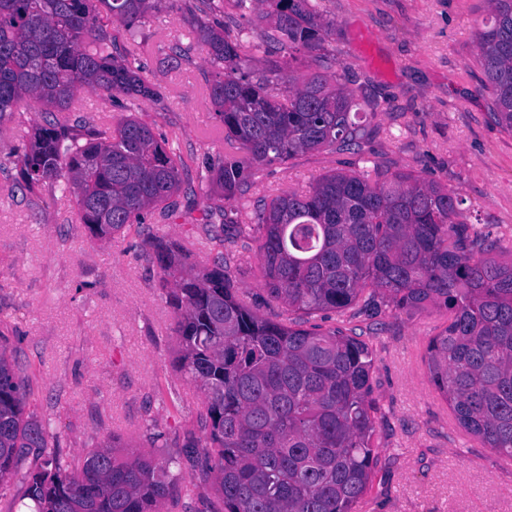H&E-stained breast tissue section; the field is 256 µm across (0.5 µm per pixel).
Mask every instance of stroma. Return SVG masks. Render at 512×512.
I'll list each match as a JSON object with an SVG mask.
<instances>
[{
    "mask_svg": "<svg viewBox=\"0 0 512 512\" xmlns=\"http://www.w3.org/2000/svg\"><path fill=\"white\" fill-rule=\"evenodd\" d=\"M340 60L338 82L360 105L368 135L360 149L307 151L259 165L232 208L252 213L268 196L306 188L331 171H411L453 189L458 222L512 251V133L490 116L474 33L488 0H322ZM144 79L158 104L81 92V114L117 123L134 115L185 161L170 224H145L106 240L72 222L71 195L21 187L14 165L23 137L46 115L24 99L0 127V335L28 379L27 412L58 437L70 459L118 441L162 459L201 433L202 394L177 371L173 314L160 271L142 241L184 240L195 269L228 258V275L254 302L262 296L258 243L210 240L194 203L209 162L224 157V125L209 98L216 71L184 23L177 0H159L138 27ZM372 343L373 395L381 445L356 512H512V462L466 434L432 385L428 342L444 317L433 307L368 318L347 310L315 316Z\"/></svg>",
    "mask_w": 512,
    "mask_h": 512,
    "instance_id": "obj_1",
    "label": "stroma"
}]
</instances>
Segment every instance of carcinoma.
<instances>
[{
	"label": "carcinoma",
	"mask_w": 512,
	"mask_h": 512,
	"mask_svg": "<svg viewBox=\"0 0 512 512\" xmlns=\"http://www.w3.org/2000/svg\"><path fill=\"white\" fill-rule=\"evenodd\" d=\"M158 0H0V123L29 98L52 119L27 133L16 164L30 186L62 179L72 190L77 223L103 240L156 212L175 215L172 196L185 167L151 127L129 116L109 129L90 115L74 122L77 94H122L140 104L158 93L140 75L141 44L119 47L103 15L132 30ZM193 15L191 31L219 70L209 97L235 150L206 167L218 193H203L201 220L240 236L259 231L263 290L290 314L247 306L227 278L224 258L187 265L180 240L151 236L143 246L160 270L173 309L178 362L204 395V433L185 445L217 486L222 512H352L377 462V413L371 378L376 355L340 328L306 327L309 317L354 305L373 317L382 308L433 306L442 329L427 346L430 380L455 419L488 447L512 459V260L498 242H481L454 220V191L412 173L387 180L367 170L326 174L302 192L276 194L249 219L223 202L244 194L254 167L287 163L305 151L352 150L367 135L351 118L352 94L336 84L329 21L311 0H234L260 12L271 29L257 40L232 25L215 29ZM475 34L491 97V115L512 132V0H488ZM288 49L253 79L261 49ZM311 72L298 76L293 63ZM28 384L0 344V486L35 449L41 464L24 475L26 512H162L183 486L146 455L88 448L63 460L54 437L25 413Z\"/></svg>",
	"instance_id": "carcinoma-1"
}]
</instances>
